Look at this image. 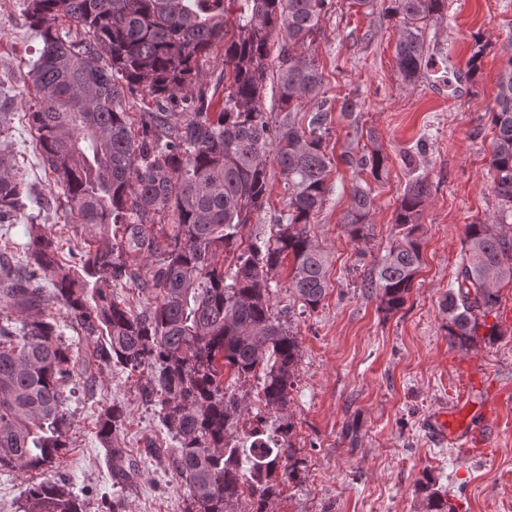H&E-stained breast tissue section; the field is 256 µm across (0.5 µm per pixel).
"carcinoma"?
I'll list each match as a JSON object with an SVG mask.
<instances>
[{
	"instance_id": "carcinoma-1",
	"label": "carcinoma",
	"mask_w": 512,
	"mask_h": 512,
	"mask_svg": "<svg viewBox=\"0 0 512 512\" xmlns=\"http://www.w3.org/2000/svg\"><path fill=\"white\" fill-rule=\"evenodd\" d=\"M446 0H391L399 18L395 67L409 86L424 69L442 65L423 29L442 15ZM29 28L41 40L28 78L38 103L28 113L41 156L61 182L56 208L80 225L87 249L81 267L61 259L54 236L28 232L25 260L0 252V298L18 313L0 324V469L39 482L28 484L19 512H85L69 484L52 474L71 447L70 402L89 362L61 340L48 313L58 304L91 349L95 362L145 377V397L178 443L167 466L184 482L186 512H271L285 483L300 479L284 452L290 425L264 438V417L247 400L224 390V375L260 381L265 409L288 410L300 345L273 311L271 274L293 258L289 292L316 310L329 289L323 250L307 227L324 207L332 165L326 152L331 107L325 78L310 46L329 0H24ZM277 53H271L272 39ZM224 48L228 82L219 111L204 89L201 59ZM489 109L491 168L504 212L512 213V43ZM281 107L311 104L306 126L270 128L263 96L270 79ZM148 93L155 107L129 120V98ZM182 102L176 113L169 105ZM276 161L291 196L286 223L268 241L243 244L242 228L263 209L268 166ZM376 180L386 168L378 144L361 159ZM32 195L18 176L9 147L0 144V222L24 212ZM430 195L415 176L398 199L394 223L402 235L390 246L367 291L381 308H403L421 265L419 218ZM350 236L369 235V188H350ZM170 221L159 237L151 226ZM148 275L139 273L142 257ZM230 259L224 271V259ZM131 283L156 294L136 312L104 285ZM512 283V243L488 223L469 224L457 287L448 289V339L469 346L484 317ZM126 410L99 411L96 437L114 483L131 486L139 463L120 443ZM244 424L250 446L232 442ZM418 491L425 512H458L425 473Z\"/></svg>"
}]
</instances>
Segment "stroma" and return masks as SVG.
<instances>
[{
    "label": "stroma",
    "mask_w": 512,
    "mask_h": 512,
    "mask_svg": "<svg viewBox=\"0 0 512 512\" xmlns=\"http://www.w3.org/2000/svg\"><path fill=\"white\" fill-rule=\"evenodd\" d=\"M21 0H0V87L16 97V110L0 139L10 143L20 176L36 198L14 223L0 224V246L24 257L30 225L54 234L64 259L81 252V229L65 223L53 202L56 174L35 147L26 114L36 102L28 62L40 40L28 28ZM398 24L383 7L368 10L352 0H331L312 50L320 62L331 103L327 152L334 166L328 200L308 231L328 257L330 288L321 306L301 309L288 291L289 268L273 277L272 303L300 344V360L288 412L267 415L268 428L291 422L289 441L299 462V481L287 484L273 512H424L416 482L436 476L459 512H512V284L486 324L498 325L495 341L476 339L466 349L448 342L444 296L457 277L466 225L504 221L491 175L492 134L484 114L497 94L512 39V0H447L441 19L428 22L424 38L459 75L455 86L422 73L405 85L394 65ZM486 50L479 73L467 62L475 41ZM354 111H344L345 102ZM389 158L382 180H368L357 161L373 144ZM414 157V168L403 162ZM427 176L431 194L420 219L422 263L402 309L387 314L363 290L399 235L394 213L412 172ZM368 181L374 197L372 235L350 238L344 217L349 188ZM288 185L277 164L269 166V200L243 230L244 240H265L288 211ZM94 394L71 402L73 446L64 462L70 487L86 512H184L187 490L163 465L176 443L142 393L144 379L114 368H91ZM498 391L495 451L465 458L428 424L444 411L459 425L483 420L490 391ZM122 405L129 416L123 447L140 459L129 487L114 485L105 450L94 430L102 402ZM357 430V442L343 431Z\"/></svg>",
    "instance_id": "35a3bbf8"
}]
</instances>
